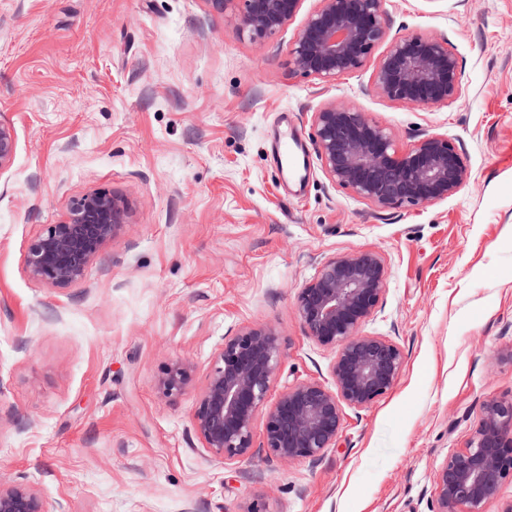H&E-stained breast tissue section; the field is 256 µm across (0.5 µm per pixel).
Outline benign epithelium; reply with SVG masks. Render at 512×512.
<instances>
[{
  "instance_id": "1",
  "label": "benign epithelium",
  "mask_w": 512,
  "mask_h": 512,
  "mask_svg": "<svg viewBox=\"0 0 512 512\" xmlns=\"http://www.w3.org/2000/svg\"><path fill=\"white\" fill-rule=\"evenodd\" d=\"M232 17L239 34L263 42L299 14L304 0H204ZM386 0H318L289 49L294 69L322 84L361 69L380 46L371 92L415 108L462 98L464 74L442 37L414 32L388 38ZM316 153L327 177L379 211H398L444 201L470 183L463 152L448 137L425 133L400 149L393 132L364 112L328 104L314 113ZM17 152L15 128L0 122V174ZM123 205L106 191L84 195L65 220L47 224L27 246L31 275L53 287L80 281L86 267L124 232ZM388 270L374 250L326 258L297 296L298 315L321 346L337 350L334 388L304 381L270 400L283 356L281 336L267 325L224 337L191 414L194 434L217 461L232 466L256 456L255 424L264 417L260 448L283 463L318 462L336 447L342 405L364 408L392 389L404 356L393 341L362 332L383 304ZM194 365L176 358L157 379L173 400L191 385ZM512 479V395L483 403L479 425L435 473L432 512H484L499 485ZM0 512H48L33 488L0 478Z\"/></svg>"
}]
</instances>
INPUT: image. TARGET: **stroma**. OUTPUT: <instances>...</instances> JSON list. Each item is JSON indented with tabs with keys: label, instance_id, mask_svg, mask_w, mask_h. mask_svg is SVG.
<instances>
[{
	"label": "stroma",
	"instance_id": "obj_1",
	"mask_svg": "<svg viewBox=\"0 0 512 512\" xmlns=\"http://www.w3.org/2000/svg\"><path fill=\"white\" fill-rule=\"evenodd\" d=\"M317 0L272 38L243 39L204 0H0V119L18 135L0 174V474L69 512H430L437 467L512 393V0H387L388 34L447 38L465 96L409 108L368 91L374 61L322 85L289 48ZM336 102L391 129L461 147L472 181L395 214L332 183L313 115ZM294 130L309 166H281ZM98 190L122 197L125 233L78 283L27 270L44 225ZM388 266L365 334L397 343L396 385L343 406L317 464L256 455L224 466L190 424L224 337L268 324L283 338L273 394L332 384L333 349L296 299L332 255ZM190 390L163 398L174 358ZM193 372L194 365L191 361L183 358L173 359L158 376V392L170 400L184 395L191 385Z\"/></svg>",
	"mask_w": 512,
	"mask_h": 512
}]
</instances>
